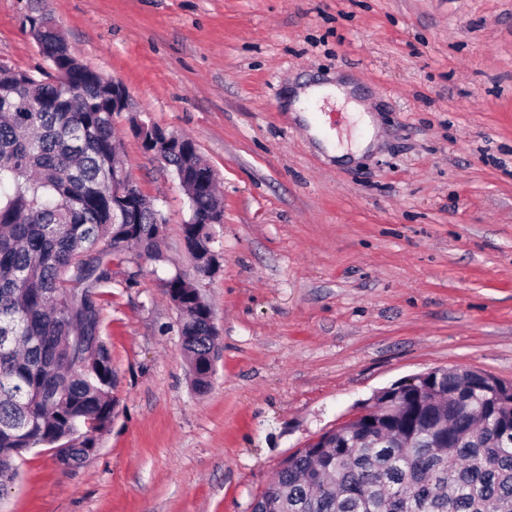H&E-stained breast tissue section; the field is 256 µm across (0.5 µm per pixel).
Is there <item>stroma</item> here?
I'll list each match as a JSON object with an SVG mask.
<instances>
[{
	"label": "stroma",
	"mask_w": 512,
	"mask_h": 512,
	"mask_svg": "<svg viewBox=\"0 0 512 512\" xmlns=\"http://www.w3.org/2000/svg\"><path fill=\"white\" fill-rule=\"evenodd\" d=\"M0 0V60L46 63ZM75 57L128 89L124 163L166 221L163 258L113 262L116 401L85 464L16 458L0 512H250L280 462L378 391L435 368L512 382V0H46ZM353 77L379 143L335 164L283 106ZM192 139L224 201L216 273L181 241L188 198L132 117ZM195 276L219 332L192 385L163 279Z\"/></svg>",
	"instance_id": "stroma-1"
}]
</instances>
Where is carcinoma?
I'll list each match as a JSON object with an SVG mask.
<instances>
[{
	"mask_svg": "<svg viewBox=\"0 0 512 512\" xmlns=\"http://www.w3.org/2000/svg\"><path fill=\"white\" fill-rule=\"evenodd\" d=\"M28 28L56 66L41 78L13 68L0 76V90H12L0 94V459L44 447L82 464L114 418L100 288L132 246L160 259L165 225L147 208L135 224L112 223V169L123 166L112 85L71 53L49 13ZM168 166L207 169L191 140ZM189 203L183 243L199 271L220 264L207 219L222 203L212 186ZM164 288L203 392L214 373L213 312L184 274ZM399 391L378 392L360 421L283 459L251 512H512V385L435 368Z\"/></svg>",
	"mask_w": 512,
	"mask_h": 512,
	"instance_id": "obj_1",
	"label": "carcinoma"
}]
</instances>
